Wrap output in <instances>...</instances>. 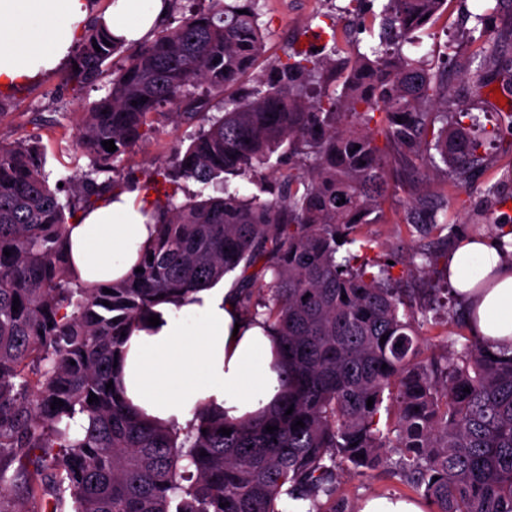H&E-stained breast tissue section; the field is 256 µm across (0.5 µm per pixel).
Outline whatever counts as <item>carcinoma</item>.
Instances as JSON below:
<instances>
[{"instance_id":"cac0c4a2","label":"carcinoma","mask_w":512,"mask_h":512,"mask_svg":"<svg viewBox=\"0 0 512 512\" xmlns=\"http://www.w3.org/2000/svg\"><path fill=\"white\" fill-rule=\"evenodd\" d=\"M445 3L383 0L382 41L345 60L336 58L332 18L320 28L324 56L293 43L257 86L227 99L265 51L259 0L170 13L137 44L102 23L85 30L66 83L80 91L112 71L75 134L90 170L60 179L70 187L62 201L37 138L0 141V461L23 454L40 476L26 509L0 466V512H282L288 499L304 512H349L337 497L340 468L398 476L431 512H512V351L470 336L422 356L415 325L464 326L465 311L413 305L359 233L391 188L378 134L403 171L435 162L430 137L460 175L481 157L476 117L444 102L448 56L404 51ZM336 70L346 73L339 89L329 79ZM221 98L220 114L209 113ZM163 121L199 129L140 190L192 179L216 195L151 201L156 232L143 272L79 281L69 221L136 183L121 156ZM110 139L113 152L102 145ZM105 172L112 176L96 178ZM241 179L257 192L240 194ZM405 223L421 237L444 231L448 198L409 206ZM236 271L240 311L278 336L280 405L259 421L229 422L204 403L184 428L146 421L118 384L121 333L156 305ZM56 398L64 405L51 406ZM223 427L232 433H218Z\"/></svg>"}]
</instances>
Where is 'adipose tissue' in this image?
<instances>
[{"label":"adipose tissue","mask_w":512,"mask_h":512,"mask_svg":"<svg viewBox=\"0 0 512 512\" xmlns=\"http://www.w3.org/2000/svg\"><path fill=\"white\" fill-rule=\"evenodd\" d=\"M168 0H112L103 16L126 41L148 34ZM91 20L87 0H0V90L62 69ZM154 235L139 190H125L81 213L68 240L74 271L85 283L115 281L133 272ZM448 283L470 308L473 336L512 348V264L496 241L461 245L448 256ZM492 279L493 288L475 286ZM231 288H206L190 300L160 304L159 325L133 330L125 345L121 384L150 419L182 423L201 403L229 421L260 417L283 395L276 335L263 321L238 318Z\"/></svg>","instance_id":"ef3b65f1"}]
</instances>
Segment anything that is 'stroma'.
Masks as SVG:
<instances>
[{"instance_id": "obj_1", "label": "stroma", "mask_w": 512, "mask_h": 512, "mask_svg": "<svg viewBox=\"0 0 512 512\" xmlns=\"http://www.w3.org/2000/svg\"><path fill=\"white\" fill-rule=\"evenodd\" d=\"M262 19L269 34L266 54L251 73V80L263 78L268 68L283 57L288 42L300 35V26L311 17L342 10L337 21L340 46L354 41L378 43L379 28L358 33L356 21L345 9L349 0H260ZM481 0H447L441 16L418 31L417 36L426 52L439 55L450 52L454 68L448 76V106L463 110L479 119L482 128L496 132L497 138L487 146L468 183H461L444 163L421 167L405 182L396 184L382 204L378 222L362 227L373 241L374 253L384 260L394 261V276L404 288H443L447 285L445 256L453 244L446 233L432 234L420 240L415 230L405 224L407 206L415 201H431L434 194L447 193L448 212L457 233L467 236L472 225H480L485 238H496L499 220L512 217V95L495 102L492 87L502 86L504 75L501 58H512V0H505L489 20L486 28L476 27L473 16L480 10ZM498 44L500 56L479 53L478 41ZM100 90L91 87L74 91L55 73L38 81L0 92V141L12 142L39 136L44 146V171L49 183L66 175H81L87 171L90 159L75 144L74 134L86 106L99 98ZM193 125L166 123L153 137L140 141L124 156L120 167L124 173L142 176L149 165L166 159L173 144L187 140ZM498 186L503 199L489 194L490 186ZM426 242L440 259L429 269L405 265L404 260L413 245ZM339 493L350 508H358L370 495L397 494L411 496L412 491L400 478H385L375 473L364 476L342 474Z\"/></svg>"}]
</instances>
